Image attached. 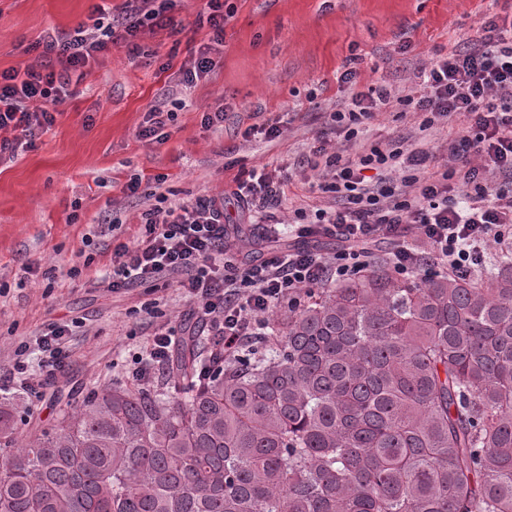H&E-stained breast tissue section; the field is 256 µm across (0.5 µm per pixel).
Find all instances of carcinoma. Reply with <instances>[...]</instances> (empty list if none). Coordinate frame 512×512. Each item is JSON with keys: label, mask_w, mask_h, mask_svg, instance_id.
Instances as JSON below:
<instances>
[{"label": "carcinoma", "mask_w": 512, "mask_h": 512, "mask_svg": "<svg viewBox=\"0 0 512 512\" xmlns=\"http://www.w3.org/2000/svg\"><path fill=\"white\" fill-rule=\"evenodd\" d=\"M0 512H512V258L376 261L261 351L215 364L189 334L161 384L93 390L26 439L0 401Z\"/></svg>", "instance_id": "cac0c4a2"}]
</instances>
